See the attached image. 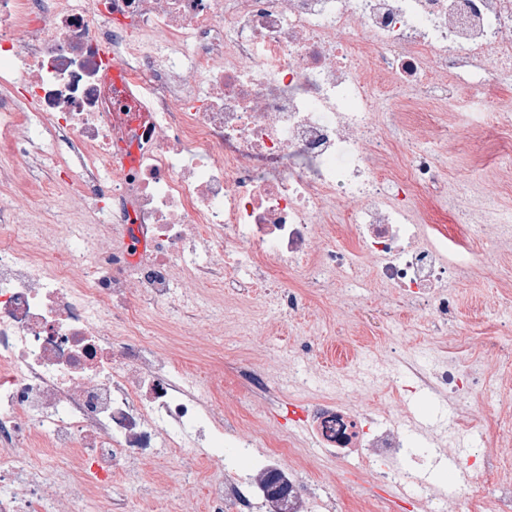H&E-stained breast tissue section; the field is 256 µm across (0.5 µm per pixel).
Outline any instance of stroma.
<instances>
[{
  "mask_svg": "<svg viewBox=\"0 0 512 512\" xmlns=\"http://www.w3.org/2000/svg\"><path fill=\"white\" fill-rule=\"evenodd\" d=\"M499 83L508 89V96L477 94L461 101L455 112L460 134L479 127L483 142L447 148L443 181L448 185V202L439 208L436 221L447 225L452 234L462 231L460 211L512 209V181H505L499 172L500 147L506 135L486 123L489 112L512 111V76H501ZM492 254L498 255V263L485 264L484 256ZM359 279L357 305L365 313L382 316L380 328L345 323L332 288H305L304 308L292 318H273L266 302H246L252 319V332L247 336L226 335L203 313L185 327L169 309L145 305L143 312L149 322L170 327L167 348L175 366L190 372L208 370L212 386L224 392L225 411L238 413L241 432L256 433L259 445L245 452L228 440L220 448H194L167 461L142 462L137 467L136 485L125 488V512H206L208 484L225 472L257 480L266 455L282 433L294 444L292 452L282 458V466L301 470L305 479L317 480L333 498L332 503L319 506L306 503L304 512H369L375 500L393 499L390 487L370 475L353 476L345 460L308 456L302 429L286 419L289 405L303 402L325 381L339 377L353 356L366 362L393 346L426 365L451 356L475 361L481 363L488 380L512 393V353L497 354L489 349L503 326L512 324V240L482 236L476 241L470 262L457 272L456 317L444 335H429L423 319L399 309L397 297L372 281L368 270H361ZM305 337L314 345L308 353L299 348ZM243 362L266 372L276 393L273 401L249 399L237 386L235 369ZM297 370L309 373L307 387L291 382L290 375ZM468 410L485 425L483 433L472 437L471 449L498 461L496 480L511 485L512 420L500 418L492 406L472 403Z\"/></svg>",
  "mask_w": 512,
  "mask_h": 512,
  "instance_id": "obj_1",
  "label": "stroma"
}]
</instances>
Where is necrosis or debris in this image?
<instances>
[{
    "label": "necrosis or debris",
    "instance_id": "obj_1",
    "mask_svg": "<svg viewBox=\"0 0 512 512\" xmlns=\"http://www.w3.org/2000/svg\"><path fill=\"white\" fill-rule=\"evenodd\" d=\"M463 69L498 92L512 0H0V152L49 171L33 195L0 169L13 187L0 215L71 217L61 245L0 224V512H82L73 487L111 491L116 474L136 482L139 463L232 432L215 389L174 376L141 301L220 321L201 289L254 300L276 271L315 285L367 264L443 333L462 261L433 220L442 160L389 133L447 137ZM396 377L453 410L467 382L512 405L453 358ZM370 380L347 370L341 391L308 401L306 447L481 512L494 463L435 492L416 422L356 404ZM207 508L261 512L235 477L209 484Z\"/></svg>",
    "mask_w": 512,
    "mask_h": 512
}]
</instances>
